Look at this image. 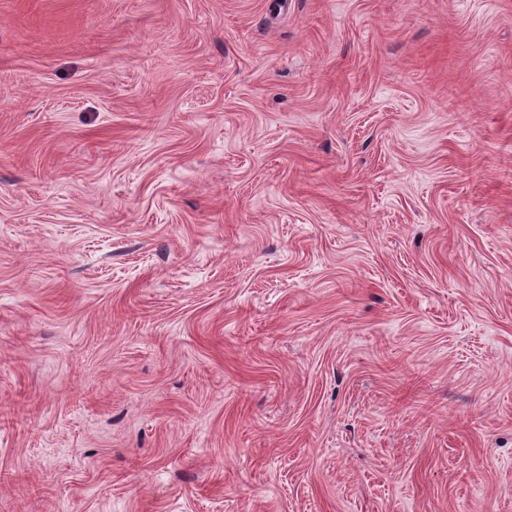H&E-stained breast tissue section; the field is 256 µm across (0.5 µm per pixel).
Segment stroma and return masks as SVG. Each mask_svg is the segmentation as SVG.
<instances>
[{
	"mask_svg": "<svg viewBox=\"0 0 512 512\" xmlns=\"http://www.w3.org/2000/svg\"><path fill=\"white\" fill-rule=\"evenodd\" d=\"M0 512H512V0H0Z\"/></svg>",
	"mask_w": 512,
	"mask_h": 512,
	"instance_id": "1",
	"label": "stroma"
}]
</instances>
